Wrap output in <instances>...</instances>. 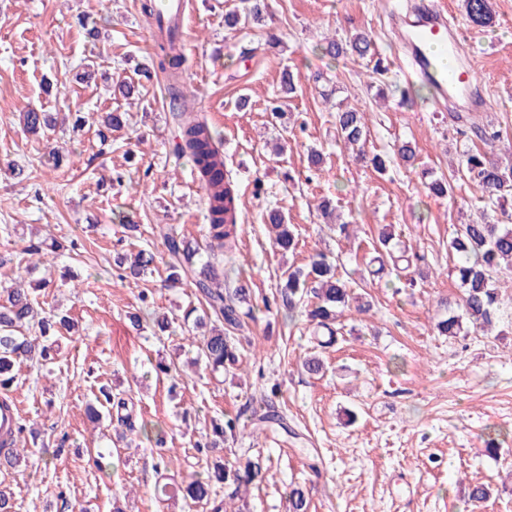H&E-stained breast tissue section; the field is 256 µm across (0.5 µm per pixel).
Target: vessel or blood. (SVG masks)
Returning a JSON list of instances; mask_svg holds the SVG:
<instances>
[{
	"mask_svg": "<svg viewBox=\"0 0 512 512\" xmlns=\"http://www.w3.org/2000/svg\"><path fill=\"white\" fill-rule=\"evenodd\" d=\"M188 0H159L164 27L182 29ZM413 20L395 19L392 30L404 47V57L412 71L433 85L439 107L457 113L458 99H466L468 111L480 108L478 78L472 60L464 55L465 35L456 27L455 16L444 0H416Z\"/></svg>",
	"mask_w": 512,
	"mask_h": 512,
	"instance_id": "b4317fda",
	"label": "vessel or blood"
}]
</instances>
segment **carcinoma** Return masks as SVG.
<instances>
[{"label":"carcinoma","mask_w":512,"mask_h":512,"mask_svg":"<svg viewBox=\"0 0 512 512\" xmlns=\"http://www.w3.org/2000/svg\"><path fill=\"white\" fill-rule=\"evenodd\" d=\"M468 19L486 26L493 22L490 0H464ZM267 5L265 0H241V9L227 17L225 23L234 28L240 23L259 22L264 19ZM372 42L367 35L356 32L344 39L330 38L323 46L322 53L333 60L363 59L371 54ZM185 59L179 49L177 34L169 31L159 35L152 59L153 70L165 75L168 80V94L172 105L183 98L181 78ZM177 124L175 149L191 160L201 188L207 197L206 250L185 236L174 233L165 235L169 261L167 263V286L177 288L189 284L201 294L214 316L208 334L197 340L195 365L199 370L211 374L235 368L244 350L234 333L243 326V318L257 319L251 305V289L242 280L232 288L224 287V257L236 248L241 225L237 206L238 192L232 174L224 166V155L219 140L203 118L189 116L184 112L172 113ZM23 130L32 135L53 127L46 112L31 109L22 115ZM336 131L344 144L354 146L364 143L369 135L362 122V114L355 108L338 105L335 115ZM415 149L403 142L393 146L392 154L385 157L374 154L369 158L378 171L386 170L387 164L398 158L406 163L414 160ZM467 172L473 176L482 192L492 201L505 200L512 196V163L505 166L490 159L483 152L469 154L465 158ZM265 224L275 248L282 252H293L298 240L295 226L287 223L285 214L276 209L266 213ZM392 234L384 231L380 244L385 253L376 256L379 270H384L385 260H390L393 270L398 273L418 265L422 257L409 253L404 245H390ZM454 257V272L463 288L461 298L463 317L450 316L436 324L439 333L456 336L461 332L462 320H467L474 331L487 332L493 325L494 314L499 303L497 282L501 275H512V225L489 222L460 224L450 243ZM74 249L72 244L53 240L50 252H44L43 241L31 239L21 253L42 260L47 254L60 257ZM156 255L146 249L135 253H117L114 270L117 277L140 280L156 268ZM25 277L16 274L7 286H0V389L9 386L16 378L15 369L24 363L37 361L48 366L53 360L50 340L78 329V321L68 314L53 310L39 311L32 294L48 283L37 282L24 287ZM358 303V309L370 310V303L359 302L339 276L337 265L323 252L309 258L306 266L288 269L284 284L280 285L274 303L288 311V316L299 311L304 314L313 328V340L317 347L326 349L334 345L341 333L338 318L344 308ZM159 374L171 381L170 391L179 384L182 370L173 362L160 361L155 366ZM125 412L118 419L129 432L135 425L128 422L130 414L127 400L119 393L105 394V403L86 406L87 417L99 421L112 411ZM258 422L264 428L279 427L288 430L279 408L271 405L259 416ZM241 430V414H226L211 421L210 432L205 442H198L195 448L200 453H213L211 466L205 474L195 475L184 484L173 488L172 497H180L192 505H210L212 512H223V503H215L217 488L229 489L228 498L234 499L240 488L262 479L263 464L247 454H242L233 463L224 462V444L233 440ZM308 501L299 487L288 493V512H307Z\"/></svg>","instance_id":"carcinoma-1"}]
</instances>
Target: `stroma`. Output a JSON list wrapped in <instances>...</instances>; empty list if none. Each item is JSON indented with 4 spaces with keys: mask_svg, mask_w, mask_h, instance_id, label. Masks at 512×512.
Instances as JSON below:
<instances>
[{
    "mask_svg": "<svg viewBox=\"0 0 512 512\" xmlns=\"http://www.w3.org/2000/svg\"><path fill=\"white\" fill-rule=\"evenodd\" d=\"M142 2L0 0V255L18 257L31 237L48 234L78 245L76 259L58 258L50 269L56 282L73 276V286L38 291L36 301L42 309H70L79 330L59 337L52 374L25 366L10 388L21 423L38 433L26 445L25 463L0 466L16 512H65L75 502L88 512H112L116 504L124 512H211L181 499L157 503L156 487L203 473L208 458L192 439L212 418L258 411L273 387L288 428L239 437L238 447L262 456L267 472L244 498L227 502V512H287L295 483L310 512H512V276L500 279L489 333L448 337L434 328L461 311L448 255L453 230L512 212V198L502 206L483 199L464 164L473 139L458 134L447 113L432 111L431 94L403 104L409 83L398 68L375 77L370 60L334 61L321 52L326 38L363 32L377 54L393 58L390 19L408 0H267L264 21L243 30L224 24L238 0H194L182 32L181 109L203 115L220 133L237 184L242 230L230 267L247 279L259 305L275 295L289 266L323 251L337 257L340 277L372 309L344 312L343 335L324 353L321 375L301 367L311 351L304 318L276 309L248 322L252 345L236 373H191L173 393L154 367L162 357L186 361L180 333L155 337L152 327L134 329L128 315L144 291L156 314L169 316L181 315L199 294L164 287L162 267L147 280L126 282L113 269L115 244L149 249L162 264L165 234L199 239L206 222L192 165L173 149L166 78L135 76L136 66L149 65L156 35ZM453 2L486 99L472 120L502 130L512 125V0H490L488 27L469 23L463 0ZM269 31L280 39L272 51L264 43ZM286 70L295 91L276 118L271 108ZM124 79L137 80V103L116 92ZM341 100L364 114L366 153L408 142L414 163L379 173L359 162L337 137L333 105ZM30 109L69 125L27 135L20 115ZM113 110L127 113V125L100 139L103 116ZM282 132L288 148L278 155L273 144ZM60 142L71 158L56 167L47 155ZM131 144L132 162L125 157ZM312 146L323 154L316 171L307 159ZM12 163L24 166L27 180L13 178ZM117 169L123 182L112 180ZM425 169L447 177V197L427 193ZM325 198L349 222V237L323 224L316 206ZM273 206L297 229L295 253L281 255L268 239L263 215ZM118 212L140 224V236L122 238L112 221ZM384 230L424 255L416 287L376 273ZM103 387L126 392L136 424L166 428L164 444L141 433L121 443L114 430L98 434L84 409ZM113 444L117 469L98 471L91 455ZM476 484L490 492L477 508L468 498Z\"/></svg>",
    "mask_w": 512,
    "mask_h": 512,
    "instance_id": "obj_1",
    "label": "stroma"
}]
</instances>
